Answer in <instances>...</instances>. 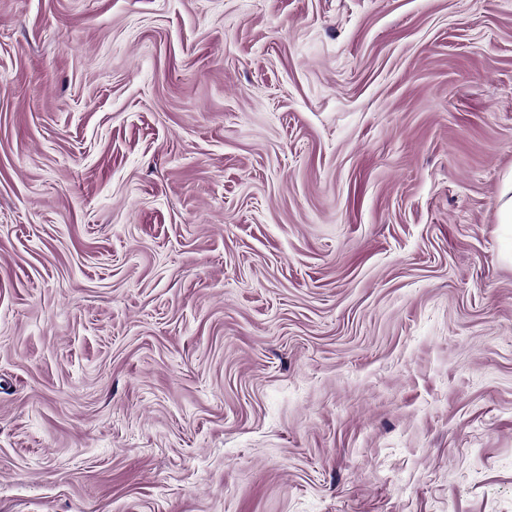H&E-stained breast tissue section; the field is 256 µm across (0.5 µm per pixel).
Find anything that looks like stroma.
<instances>
[{"label": "stroma", "instance_id": "1", "mask_svg": "<svg viewBox=\"0 0 512 512\" xmlns=\"http://www.w3.org/2000/svg\"><path fill=\"white\" fill-rule=\"evenodd\" d=\"M512 0H0V512H512Z\"/></svg>", "mask_w": 512, "mask_h": 512}]
</instances>
